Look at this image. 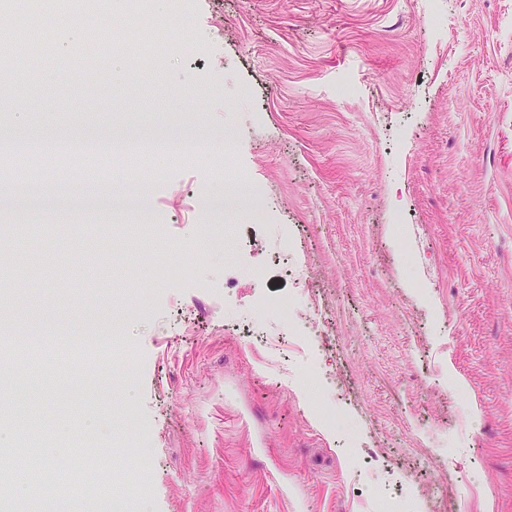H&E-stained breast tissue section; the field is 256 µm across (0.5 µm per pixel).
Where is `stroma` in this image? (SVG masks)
Wrapping results in <instances>:
<instances>
[{"mask_svg":"<svg viewBox=\"0 0 512 512\" xmlns=\"http://www.w3.org/2000/svg\"><path fill=\"white\" fill-rule=\"evenodd\" d=\"M144 3L181 57L155 65L132 13L112 20L125 51L99 59L96 24L70 23L0 130L35 148L45 114L90 130L107 113L152 140L113 153L112 213L82 217L121 227L111 247L58 255L71 223L0 207L2 255L17 225L53 226L30 295L0 268V321L25 343L0 355V422L101 474L32 500L107 512L135 476L126 512H512V0ZM228 137L216 181L204 150ZM248 263L266 278L225 287ZM131 286L147 313H127ZM291 293L288 358L253 336L277 319L252 299ZM90 327L131 357L34 373L39 348Z\"/></svg>","mask_w":512,"mask_h":512,"instance_id":"stroma-1","label":"stroma"}]
</instances>
